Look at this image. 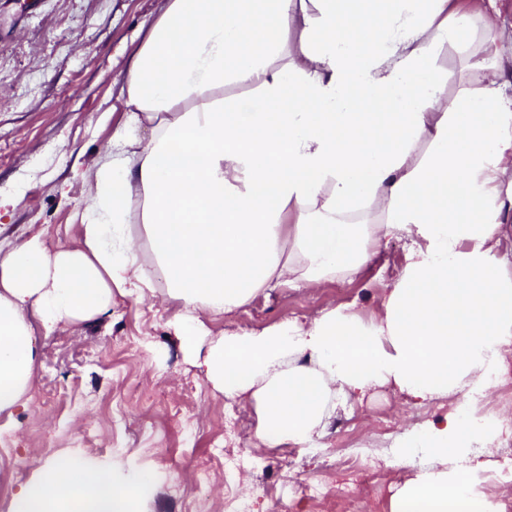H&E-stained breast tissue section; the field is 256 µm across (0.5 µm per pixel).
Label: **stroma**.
Listing matches in <instances>:
<instances>
[{
  "label": "stroma",
  "instance_id": "35a3bbf8",
  "mask_svg": "<svg viewBox=\"0 0 512 512\" xmlns=\"http://www.w3.org/2000/svg\"><path fill=\"white\" fill-rule=\"evenodd\" d=\"M162 0H0V248L41 234L48 250L73 246L89 200V176L125 120L120 95L131 57ZM409 239L383 243L362 274L309 288H274L209 321L212 335L310 321L348 306L370 320L407 263ZM142 261L155 296L115 297L109 313L51 334L36 331L41 361L27 409L0 418V512L33 475L45 449L75 453L124 479L155 475V495L137 512H224V454L264 460L238 492L251 512H311L301 485L328 488L339 458L374 457L393 484L374 488L370 512H390L392 488L415 478L392 463L394 439L452 411L476 415L500 397L486 389L413 405L391 386L351 399L313 446L258 445L245 398L213 393L185 359L168 322L179 310L150 251Z\"/></svg>",
  "mask_w": 512,
  "mask_h": 512
}]
</instances>
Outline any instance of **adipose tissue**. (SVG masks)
Wrapping results in <instances>:
<instances>
[{"instance_id": "ef3b65f1", "label": "adipose tissue", "mask_w": 512, "mask_h": 512, "mask_svg": "<svg viewBox=\"0 0 512 512\" xmlns=\"http://www.w3.org/2000/svg\"><path fill=\"white\" fill-rule=\"evenodd\" d=\"M495 0H164L126 73V120L91 174L78 245L33 235L0 251V415L26 407L45 331L144 301L143 228L187 360L224 395L249 396L266 448L307 445L349 397L394 385L422 403L495 384L512 346V96ZM456 48L471 77L449 93L434 66ZM252 87L222 98L225 83ZM409 261L364 321L339 306L309 322L211 335L206 318L270 288L358 274L389 237ZM290 249H283V242ZM449 414L395 442L419 472L390 512H475L443 466L472 445ZM154 475L65 455L40 463L8 512H135Z\"/></svg>"}]
</instances>
